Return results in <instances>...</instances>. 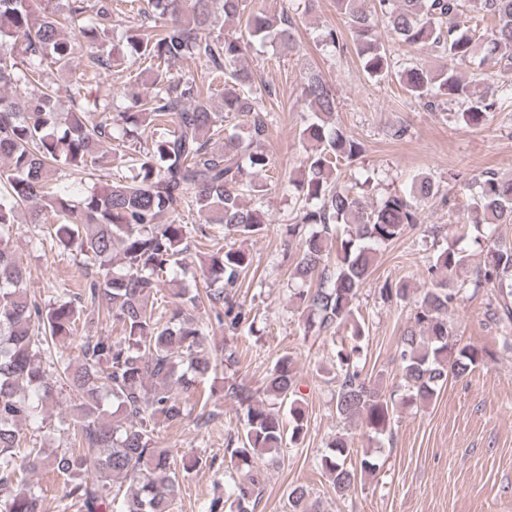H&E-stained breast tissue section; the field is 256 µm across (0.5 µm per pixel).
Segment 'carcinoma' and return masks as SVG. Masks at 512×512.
<instances>
[{"label":"carcinoma","mask_w":512,"mask_h":512,"mask_svg":"<svg viewBox=\"0 0 512 512\" xmlns=\"http://www.w3.org/2000/svg\"><path fill=\"white\" fill-rule=\"evenodd\" d=\"M350 16L351 48L371 79L398 78L410 97L435 106L446 95L465 104L469 126L505 110L506 98L475 96L458 71L475 52L477 38L459 0H336ZM472 10L491 21L483 37L485 80L512 88V0H473ZM398 42L438 50L444 62L429 68H395L378 40V17ZM234 22L261 42L296 48L288 12L248 10L247 0H146L137 27L120 38L112 0H0V512H40L41 501L27 476L41 471L69 480L66 498L79 512H109L113 481L135 485L124 512H172L180 491L177 463L160 445L158 422L184 418L179 386L188 393L216 362L205 350L206 309L235 334L253 328L256 315L236 296L238 279L253 264L242 246L220 244L214 230L245 242L269 223L262 175L271 165L265 147L272 90L253 88L242 65L246 43L224 33ZM155 34L142 36L141 29ZM83 43L89 67L109 70L118 60L143 59L126 92V103L88 95L77 83L62 111L55 89L44 81L45 65L70 71L75 41ZM185 59L204 66L206 80L172 78L161 66ZM224 86L220 106L212 86ZM306 106L300 137L307 143L297 175L280 183L300 204L299 220L285 225L288 240L301 242L292 272L304 330L350 333L355 344L336 353L333 393L337 418H358L376 439L391 433L396 393L385 397L360 365L365 318L356 300L378 250L419 223L422 202L438 193L434 180L418 176L402 190L370 206L358 184L341 181L342 167L359 159L361 142L336 124V98L315 71L303 76ZM243 117L240 132L224 136V121ZM121 141L132 152L118 160L112 179L95 182L74 198L56 187L66 169L93 175L107 163L106 144ZM478 193L463 218L474 250L486 254L471 275L462 276L468 254L450 242L425 258L427 287L415 293L408 282H386L381 295L411 305L396 350L405 394L401 401L426 406L448 379H463L485 362L488 351L459 346L448 325V309L485 289L499 293L491 319L512 341V242L499 238L512 224V177L489 170L477 179ZM253 204L245 203V199ZM29 204L28 223H51L52 242L74 251L86 270L76 291L43 305L23 288L27 269L11 247L19 207ZM194 210L198 232L212 242L202 266V288L191 290L171 276L189 248L185 210ZM166 222H161L162 218ZM171 289V299L162 296ZM112 321L116 336L85 337L75 355L52 352L57 340L78 334L84 313ZM68 390L76 411L72 447H26L18 424L37 408L59 401ZM258 401L252 390L232 382L224 398L242 412V431L230 450V466L241 471L228 512H254L261 483L259 463L276 462L286 444L299 446L308 412L288 355L276 359ZM353 452L339 435L320 458L321 469L340 498L354 490L358 473L377 463L365 454L360 469L347 462ZM291 512H319L303 485L288 494Z\"/></svg>","instance_id":"carcinoma-1"}]
</instances>
